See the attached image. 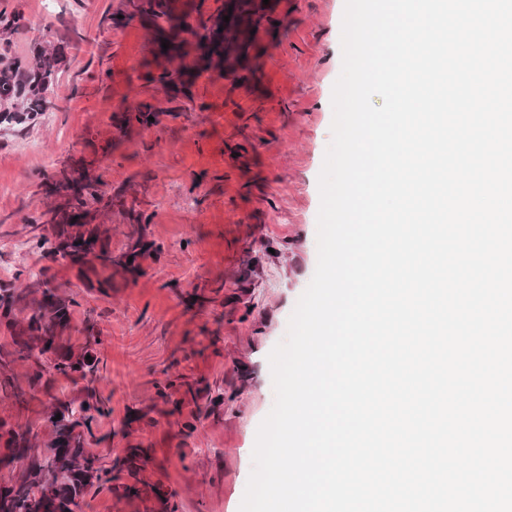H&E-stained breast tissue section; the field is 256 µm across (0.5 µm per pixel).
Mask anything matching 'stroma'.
Wrapping results in <instances>:
<instances>
[{"label":"stroma","mask_w":512,"mask_h":512,"mask_svg":"<svg viewBox=\"0 0 512 512\" xmlns=\"http://www.w3.org/2000/svg\"><path fill=\"white\" fill-rule=\"evenodd\" d=\"M120 0H0V50L56 61L37 121L0 124V286L33 268L61 285L76 328L93 324V383L60 376L54 395L108 412L89 448L134 471L89 487L80 512H239L257 429L275 393L268 357L317 265L318 177L332 140L345 0H269L250 66L177 95L142 79L149 30L106 18ZM147 101L151 126L123 125ZM84 165L149 214L139 273L109 295L37 247L31 219L56 204L47 180ZM278 254H268V246Z\"/></svg>","instance_id":"1"}]
</instances>
